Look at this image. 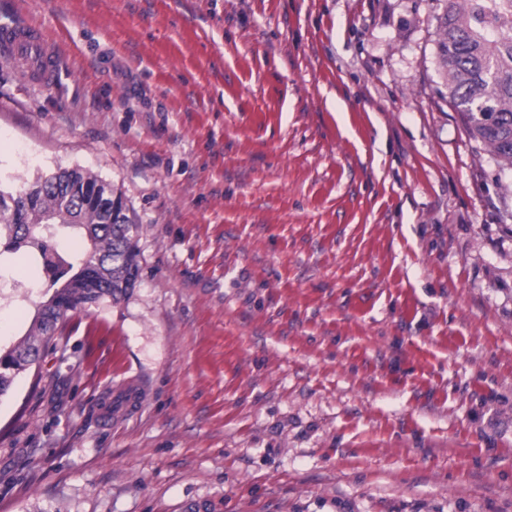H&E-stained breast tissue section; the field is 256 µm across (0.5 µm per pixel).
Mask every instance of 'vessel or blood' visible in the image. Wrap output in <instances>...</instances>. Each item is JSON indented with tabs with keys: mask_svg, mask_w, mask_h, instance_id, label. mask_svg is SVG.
I'll return each mask as SVG.
<instances>
[{
	"mask_svg": "<svg viewBox=\"0 0 512 512\" xmlns=\"http://www.w3.org/2000/svg\"><path fill=\"white\" fill-rule=\"evenodd\" d=\"M0 43L7 46L11 56L23 64L28 76L43 83L53 82L64 72L65 58L51 48L43 33L31 26L9 27Z\"/></svg>",
	"mask_w": 512,
	"mask_h": 512,
	"instance_id": "obj_1",
	"label": "vessel or blood"
}]
</instances>
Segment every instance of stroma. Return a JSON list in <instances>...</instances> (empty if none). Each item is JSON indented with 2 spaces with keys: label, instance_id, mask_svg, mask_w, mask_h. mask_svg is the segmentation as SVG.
Returning <instances> with one entry per match:
<instances>
[{
  "label": "stroma",
  "instance_id": "stroma-1",
  "mask_svg": "<svg viewBox=\"0 0 512 512\" xmlns=\"http://www.w3.org/2000/svg\"><path fill=\"white\" fill-rule=\"evenodd\" d=\"M442 0H0V186L123 193L140 277L0 397V512H512V172ZM0 289V346L44 284ZM2 43L10 55L25 66L26 76L41 83L53 82L66 70V59L51 48L43 33L31 26H12L4 29Z\"/></svg>",
  "mask_w": 512,
  "mask_h": 512
}]
</instances>
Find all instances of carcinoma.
<instances>
[{
    "mask_svg": "<svg viewBox=\"0 0 512 512\" xmlns=\"http://www.w3.org/2000/svg\"><path fill=\"white\" fill-rule=\"evenodd\" d=\"M437 64L448 103L471 136L512 170V0H443ZM27 206L0 189V254L36 264L50 297L39 304L24 337L0 349V397L14 377L57 349L68 313L104 298L118 301L139 278L138 227L121 192L90 172L60 169L27 183ZM71 231L75 249L59 246Z\"/></svg>",
    "mask_w": 512,
    "mask_h": 512,
    "instance_id": "carcinoma-1",
    "label": "carcinoma"
}]
</instances>
